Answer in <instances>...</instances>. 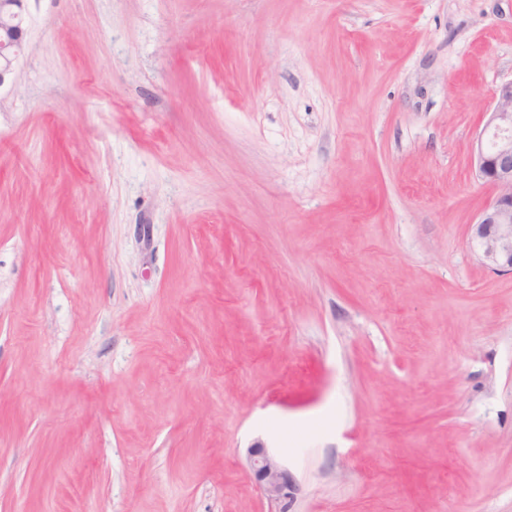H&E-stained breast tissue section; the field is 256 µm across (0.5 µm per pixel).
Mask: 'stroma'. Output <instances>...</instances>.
I'll return each mask as SVG.
<instances>
[{
	"label": "stroma",
	"instance_id": "1",
	"mask_svg": "<svg viewBox=\"0 0 512 512\" xmlns=\"http://www.w3.org/2000/svg\"><path fill=\"white\" fill-rule=\"evenodd\" d=\"M27 9L0 512H512V276L468 245L512 0ZM257 441L248 449V466L262 494L270 502H283L298 491V486L288 468Z\"/></svg>",
	"mask_w": 512,
	"mask_h": 512
}]
</instances>
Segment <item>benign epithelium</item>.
Masks as SVG:
<instances>
[{"mask_svg":"<svg viewBox=\"0 0 512 512\" xmlns=\"http://www.w3.org/2000/svg\"><path fill=\"white\" fill-rule=\"evenodd\" d=\"M23 2L0 0V86L24 54ZM487 115L471 166L478 179L492 188L493 198L469 225V239L488 269L512 273V79L496 88ZM248 466L269 501H286L298 491L288 468L264 442L248 449Z\"/></svg>","mask_w":512,"mask_h":512,"instance_id":"1","label":"benign epithelium"}]
</instances>
